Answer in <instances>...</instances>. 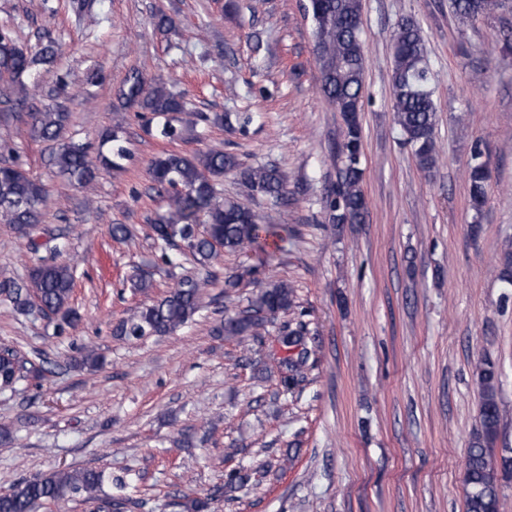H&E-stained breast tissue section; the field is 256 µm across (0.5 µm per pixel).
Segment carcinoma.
<instances>
[{"instance_id": "obj_1", "label": "carcinoma", "mask_w": 512, "mask_h": 512, "mask_svg": "<svg viewBox=\"0 0 512 512\" xmlns=\"http://www.w3.org/2000/svg\"><path fill=\"white\" fill-rule=\"evenodd\" d=\"M320 11L309 10L313 23L314 53L320 72V90L326 101L342 114L344 130L335 157L342 167L337 184L325 202L326 217L331 224H362L368 214L363 191L361 167L363 131L358 116L348 117L352 105L362 107L364 98L365 53L362 40V0H320ZM507 0H451L457 22L465 26L481 17L508 9ZM58 47L50 41L38 53L23 49L7 30L0 29V76L18 80L39 64L52 65ZM394 120L404 142L413 151L419 166L431 171L437 162V109L428 89L427 48L418 24L407 17L394 24L392 38ZM121 106L156 116H173L186 109L183 97L161 83L135 71L120 90ZM32 136L57 144L54 166L68 181L87 186L100 175V169L118 165L129 155L119 145L99 161L90 157L89 146L66 141L64 131L69 113H30ZM226 174L240 178L251 192L270 197L278 205L288 204L287 178L273 164L245 166L230 151L198 150L188 155L167 151L148 166L149 190L165 201V213L152 229L171 265L183 255L200 266L204 273L180 277L171 291L157 300L142 303L132 314L115 326V335L125 339L163 336L184 327L201 310L205 289L216 279L213 261L221 253L265 249L277 245L278 232L259 223L257 215L237 201L217 195L215 184ZM488 168L482 153L472 157L469 172L471 207L481 210L487 198ZM50 192L19 163L0 166V220L27 234L42 223ZM75 268L68 262L46 263L38 260L29 270L28 283L11 278L0 281V296L24 314H37L58 320V330L72 326L79 315L71 307ZM36 302H31V299ZM295 306L294 289L286 281L271 283L259 290L248 305L235 313L224 314L220 329L249 345L262 343L267 326L280 312ZM307 326L302 321L288 322L280 328V342L299 351L278 362L281 382L293 392L304 381L309 368ZM44 368L20 356L9 347L0 348V384L12 391L24 378H39ZM475 374L480 387L479 429L468 450L464 472L465 512H498L500 485L495 463L503 472L512 470V452L497 456L503 410L499 402L500 368L489 357L479 360ZM113 481L114 495L102 492L105 481ZM250 480L247 473L236 472L224 486L210 495L194 496L184 492L179 506L183 512H208L210 501L221 493L233 491ZM129 483L123 477L112 478L95 468H58L29 479L16 480L0 491V512H40L45 504L79 500L91 512H112L130 502Z\"/></svg>"}]
</instances>
